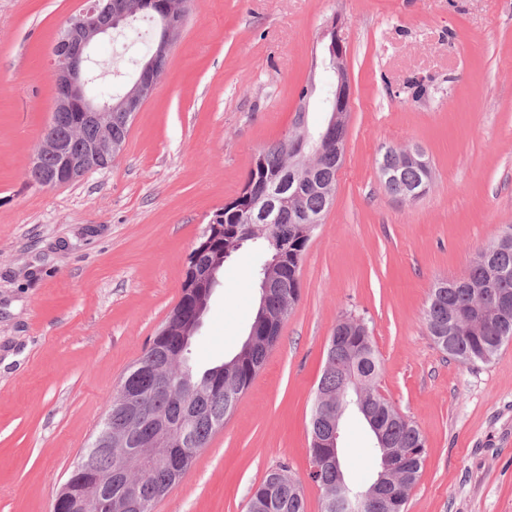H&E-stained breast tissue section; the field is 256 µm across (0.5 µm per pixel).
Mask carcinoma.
Segmentation results:
<instances>
[{"mask_svg": "<svg viewBox=\"0 0 512 512\" xmlns=\"http://www.w3.org/2000/svg\"><path fill=\"white\" fill-rule=\"evenodd\" d=\"M122 25L133 40L148 46L149 54L156 53L161 28L158 14L138 9L136 0H131L129 15ZM302 120V113L296 112L284 138L260 150L262 163L250 168L247 174V187L254 182L265 186L272 183L277 185L270 224L272 233L282 225L295 226L306 216L321 219L332 204L327 185L336 180V172L341 164V159L336 155V143L323 144L315 165L308 170H296L288 165L287 143L296 138V127ZM376 164L380 174H393L392 178L384 181L390 194L416 200L426 192L429 164L409 163L390 147L379 154ZM233 202L234 206L223 212L221 225L225 226L224 234L211 240L203 259L213 263L220 271L230 256L247 247L256 258L254 274L257 279L266 275L275 282L267 297L260 299L250 326V330L256 333L258 344L252 346L249 341H244L240 351L230 360L194 377L195 383L203 385L201 390L191 394L177 392L159 396L149 387L148 366L155 362L160 347L178 350L181 340L175 333L156 335L124 378L138 389L139 402L145 413L166 415L174 432L184 431L190 436L192 445L185 447L184 471L194 460L192 448L206 447L277 343L281 325L270 326L271 318L283 305H293L300 296L299 272L310 238H298L288 251L287 258L277 261L268 237L254 236L248 230L250 217L259 211L262 203L255 202L249 193L238 194ZM489 265L500 276L497 290L512 294V242L497 251L490 258ZM489 281L485 266L473 262L464 276L451 280L438 279L430 289L425 309L427 328L441 349L460 363H487L504 344L512 341V308L505 314L490 313L482 319L470 315L472 294ZM335 331L345 333V339L333 356V365L323 371L317 391L327 400L343 402L346 397L343 370L349 367L357 373L363 384L365 400H374V417L383 435V440H374L371 448L375 463H380L383 453L391 452L402 457L407 466L404 478L391 488L392 501L387 512H405L410 491L423 467L425 437L417 426L399 413L392 402L379 393L380 361L365 319L345 316L338 321ZM310 419L312 433L320 434L329 427L326 408L317 401L314 402ZM111 426L114 436L130 433L134 439L148 441L156 434L148 418L133 420L131 411L116 398L112 400ZM330 453L329 448H309L310 457L317 460L319 467L317 472L309 473V478L323 491L322 512H339L337 503L341 499L356 492L364 493L370 485L350 481L344 486L337 485L336 467L323 460ZM126 466V459L102 449L95 453L82 472L71 473L68 482L78 491L93 482L99 473L108 469L115 472ZM175 483L176 478L166 460H156L136 487L135 504L146 512ZM248 512H306L302 486L287 474V467L282 465L269 472L255 488L248 502Z\"/></svg>", "mask_w": 512, "mask_h": 512, "instance_id": "1", "label": "carcinoma"}]
</instances>
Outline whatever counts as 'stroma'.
I'll list each match as a JSON object with an SVG mask.
<instances>
[{
    "instance_id": "35a3bbf8",
    "label": "stroma",
    "mask_w": 512,
    "mask_h": 512,
    "mask_svg": "<svg viewBox=\"0 0 512 512\" xmlns=\"http://www.w3.org/2000/svg\"><path fill=\"white\" fill-rule=\"evenodd\" d=\"M83 0H0V512L53 505L122 379L180 300L190 252L237 196L254 155L284 136L340 17L351 82L333 202L300 270V297L232 414L153 512H247L287 465L306 512L309 420L328 339L365 318L380 392L426 438L407 512H512V342L462 364L424 320L436 279L464 275L512 225V0H191L152 96L112 166L60 187L29 163L55 96L49 55ZM122 36L89 55L114 92L143 46ZM419 147L432 178L390 195L375 160ZM240 252L226 263L192 348L194 371L230 359L258 287ZM370 437L349 416L344 470L368 483Z\"/></svg>"
}]
</instances>
